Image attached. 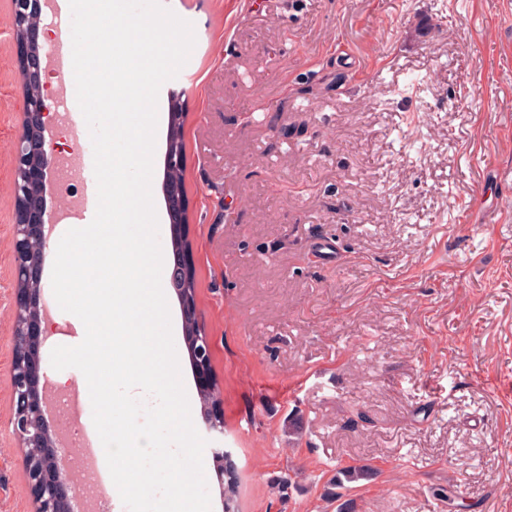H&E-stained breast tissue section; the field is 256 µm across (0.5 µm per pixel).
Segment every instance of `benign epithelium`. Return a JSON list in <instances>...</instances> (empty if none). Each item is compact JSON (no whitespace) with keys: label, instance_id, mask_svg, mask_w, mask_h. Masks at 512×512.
<instances>
[{"label":"benign epithelium","instance_id":"7a95c632","mask_svg":"<svg viewBox=\"0 0 512 512\" xmlns=\"http://www.w3.org/2000/svg\"><path fill=\"white\" fill-rule=\"evenodd\" d=\"M13 39L22 81L44 88L51 56L44 44L39 16L47 0H12ZM22 125L13 146V193L20 218L15 224L13 280L17 297L13 318V357L8 385L12 399L11 424L23 448L39 449V458L26 461V470L35 497V512H75L79 497L71 476L64 438L46 415L50 380L43 365L41 348L47 339L44 324L50 310L43 301L42 273L50 256V240L56 224L48 205V186L54 168V153L48 150L54 136L49 106L44 93L23 95ZM167 216L179 235L182 253L189 254L185 236L189 211L175 207L165 197ZM190 265L174 264L169 286L178 298ZM185 335L195 369L199 395L210 397L205 414L209 429L223 431L224 419L215 409L211 372L210 339L202 329L197 310L181 303Z\"/></svg>","mask_w":512,"mask_h":512}]
</instances>
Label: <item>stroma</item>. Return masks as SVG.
I'll use <instances>...</instances> for the list:
<instances>
[{
  "label": "stroma",
  "instance_id": "stroma-1",
  "mask_svg": "<svg viewBox=\"0 0 512 512\" xmlns=\"http://www.w3.org/2000/svg\"><path fill=\"white\" fill-rule=\"evenodd\" d=\"M162 3L196 36L184 181L223 432L175 345L240 512H512V0ZM11 14L0 0V512H34L7 383ZM349 465L374 473L328 496Z\"/></svg>",
  "mask_w": 512,
  "mask_h": 512
}]
</instances>
